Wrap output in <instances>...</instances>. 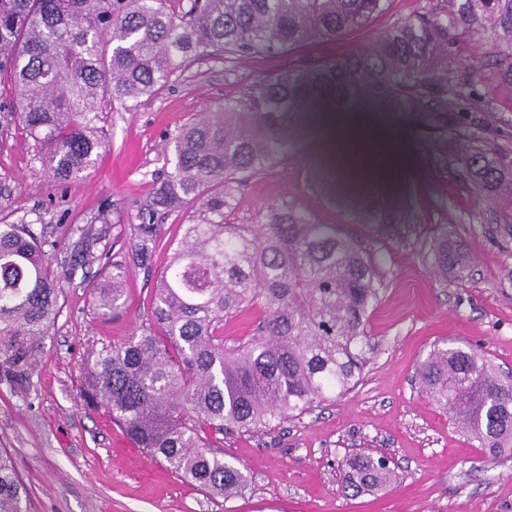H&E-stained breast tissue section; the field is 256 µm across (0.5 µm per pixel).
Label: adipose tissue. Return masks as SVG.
Listing matches in <instances>:
<instances>
[{
	"mask_svg": "<svg viewBox=\"0 0 512 512\" xmlns=\"http://www.w3.org/2000/svg\"><path fill=\"white\" fill-rule=\"evenodd\" d=\"M320 121L334 129L328 151L336 171L344 178L391 180L408 161L400 140L394 139L384 125L366 122L348 112H326Z\"/></svg>",
	"mask_w": 512,
	"mask_h": 512,
	"instance_id": "adipose-tissue-1",
	"label": "adipose tissue"
}]
</instances>
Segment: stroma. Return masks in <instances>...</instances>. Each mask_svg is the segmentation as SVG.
Returning a JSON list of instances; mask_svg holds the SVG:
<instances>
[{"label":"stroma","mask_w":512,"mask_h":512,"mask_svg":"<svg viewBox=\"0 0 512 512\" xmlns=\"http://www.w3.org/2000/svg\"><path fill=\"white\" fill-rule=\"evenodd\" d=\"M428 2L390 0L362 30L238 61L230 77L218 55L207 53L158 96L125 110L104 108L98 127L108 147L95 171L65 191L15 120L13 85L0 76V222L25 220L51 242L63 241L70 225L93 226L111 262L127 272L122 307L113 315L97 309L92 284L64 283L62 312L29 380H0V448L14 455L33 512H512V452L488 458L417 377L419 363L443 340L474 346L512 372V246L503 247L491 231L497 217L512 214V204L477 197L459 162L474 127L512 143L507 88L497 90L481 122L468 112L380 107L361 95L357 114L399 134L410 156L396 180L359 193L363 207L379 205L380 223H360L336 200L348 192L346 181L321 176L326 137L317 105L306 115L310 135L288 160L239 186L228 223H263L273 207L302 209L359 240L382 280L368 325L373 353L354 387L269 429L209 434L225 461L247 475L243 495L213 497L181 479L107 412L84 408L79 396L87 348L140 333L156 276L182 235L178 220L165 219L152 266L132 264L130 223L149 200L150 174L161 168L176 130L284 71L362 50ZM444 232L465 254L467 275L433 268L430 246ZM360 451L392 460L397 481L360 497L342 493L339 465Z\"/></svg>","instance_id":"1"}]
</instances>
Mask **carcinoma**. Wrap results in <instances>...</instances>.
Returning a JSON list of instances; mask_svg holds the SVG:
<instances>
[{
  "label": "carcinoma",
  "mask_w": 512,
  "mask_h": 512,
  "mask_svg": "<svg viewBox=\"0 0 512 512\" xmlns=\"http://www.w3.org/2000/svg\"><path fill=\"white\" fill-rule=\"evenodd\" d=\"M390 0H0V74L10 77L18 122L43 153L55 183L90 174L104 141L105 99L123 108L165 89L208 49L233 62L282 52L316 37L359 30ZM477 37L495 48L469 80L453 48ZM343 76L390 93L406 107L486 112L487 87L512 89V0H440L396 23L360 52L332 64L289 71L244 102L201 113L173 137V156L153 174L129 239L134 264L148 266L159 221L181 220L182 237L157 276L152 320L121 345L87 351L83 405L104 408L137 445L206 493L231 498L247 476L212 452L203 434L257 431L346 392L371 351L367 325L379 300L374 263L351 238L293 207L263 224H228L242 180L288 158L303 135L302 114L318 79ZM463 163L494 200L512 198V147L471 134ZM70 259L57 271V244L33 225L0 224V374L24 379L60 315L61 283L86 259L109 255L102 237L70 229ZM434 267L467 269L443 233ZM125 267L114 263L96 306L120 307ZM263 311L255 336L224 345V320L245 307ZM422 387L458 418L493 458L512 448V378L470 347H434L417 369ZM343 493H372L395 472L383 457L341 464ZM0 512H30L11 453L0 450Z\"/></svg>",
  "instance_id": "1"
}]
</instances>
